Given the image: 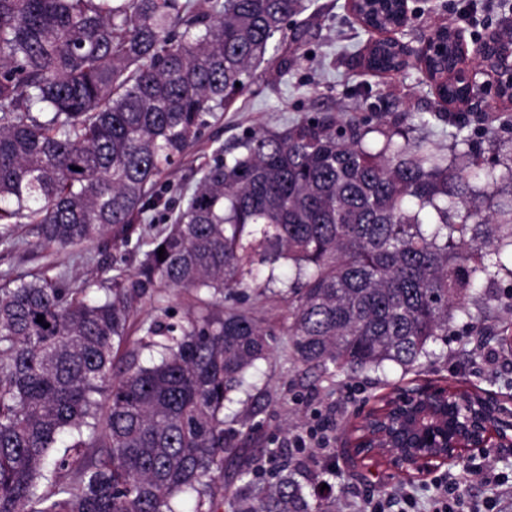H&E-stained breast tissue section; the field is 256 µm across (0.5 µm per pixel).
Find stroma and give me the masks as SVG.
Returning <instances> with one entry per match:
<instances>
[{
	"label": "stroma",
	"mask_w": 512,
	"mask_h": 512,
	"mask_svg": "<svg viewBox=\"0 0 512 512\" xmlns=\"http://www.w3.org/2000/svg\"><path fill=\"white\" fill-rule=\"evenodd\" d=\"M303 5L288 30L304 33L306 57L292 60L285 69L274 61L262 64L234 106L209 118L199 141L158 186L169 209L149 212L128 244L118 248L95 243L37 250L30 245L28 226L16 225V247L0 251V284L8 278L45 275L62 279L69 288L85 286L99 292L104 288L103 264L135 271L150 242L167 229L175 211L185 207L203 170L212 163L215 149L231 147L253 130H282L331 112L341 123L351 119L394 123L411 138L447 149L457 116L440 105L425 73L415 67L363 72L360 61L375 36L355 21L348 0H303ZM511 17L512 0H427L424 12L398 38L415 46L442 24L462 28L466 37H478L500 29ZM466 124L481 159L495 156L505 162L512 158V104L489 110L482 99H473ZM243 305L279 333L269 359L259 362L252 374L253 400L230 405L225 411L227 438L259 459L261 483L270 482L274 467L309 458L313 464L308 489L320 495L328 512H357L365 495L402 492L414 497L411 512H429L440 489L450 482L459 486L468 503L479 506L491 500L493 512H512V494L485 480L490 470L512 481L511 448H487L431 474L407 477L383 464L350 462L346 442V428L356 413L397 389L434 382L512 397V352L494 340L477 344L460 317L453 336L433 343V355L422 367L407 373L397 366L382 373L340 371L329 383L290 365L288 338L282 333L287 302L252 291ZM330 419L335 425L329 429L325 423Z\"/></svg>",
	"instance_id": "stroma-1"
}]
</instances>
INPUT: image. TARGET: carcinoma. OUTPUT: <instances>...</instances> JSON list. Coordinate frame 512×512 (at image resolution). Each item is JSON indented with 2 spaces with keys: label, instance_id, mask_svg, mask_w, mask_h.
<instances>
[{
  "label": "carcinoma",
  "instance_id": "1",
  "mask_svg": "<svg viewBox=\"0 0 512 512\" xmlns=\"http://www.w3.org/2000/svg\"><path fill=\"white\" fill-rule=\"evenodd\" d=\"M374 28L402 21L400 0H359ZM301 0H0V245L28 224L34 248L128 243L153 191L197 142L205 116L246 89ZM426 61L386 41L365 67L427 66L440 100L463 112L475 93L448 79L452 30ZM512 25L483 42L491 60ZM456 124L441 155L397 127L330 113L253 130L197 181L187 205L132 274L105 296L42 277L0 287V512H218L224 460L241 482L228 512H326L283 465L256 488L257 459L232 447L224 410L252 399L250 372L276 331L224 296L288 297L289 357L336 371H408L448 337L471 291L512 279V181L472 160ZM492 197L489 212L471 205ZM165 247L164 259L158 250ZM175 290L186 316L153 319L137 351L138 302ZM43 316L44 323L37 322ZM148 351L151 364L139 362Z\"/></svg>",
  "mask_w": 512,
  "mask_h": 512
}]
</instances>
